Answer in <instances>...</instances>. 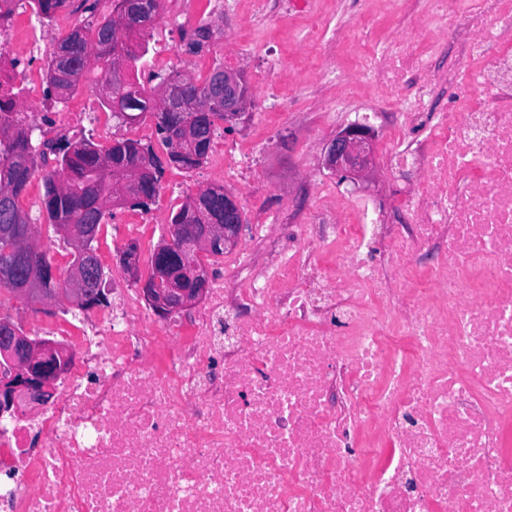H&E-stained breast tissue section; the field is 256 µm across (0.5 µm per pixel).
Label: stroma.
I'll list each match as a JSON object with an SVG mask.
<instances>
[{
  "label": "stroma",
  "instance_id": "35a3bbf8",
  "mask_svg": "<svg viewBox=\"0 0 512 512\" xmlns=\"http://www.w3.org/2000/svg\"><path fill=\"white\" fill-rule=\"evenodd\" d=\"M270 11L264 18L253 17L251 0H164V9L148 31L149 52L142 60L137 77L145 86L157 85L158 75L176 70L205 81L213 69L227 65L242 69L252 97V106L236 130L216 127L211 149L219 151L225 144L239 142L254 152L252 185H234L230 191L241 209H248L253 186L267 188L265 204L279 223H295L317 205L315 186L319 180H331L323 165L325 148L341 128L354 122L351 107L337 108L343 80L351 70L358 48L342 40L345 28L363 19H376L379 32H394L409 27L411 16L394 20H377L375 5L369 0H269ZM325 26L312 32L315 17ZM210 30L208 41L200 51L189 50L190 34L200 25ZM278 57L285 65L276 83L274 97L261 90L260 77L269 57ZM98 83L81 80L69 105L58 103L55 95L42 94L27 102L31 112L46 115L43 129L47 138L61 137L63 130L55 114L62 108L74 112L88 111L91 122L87 131L96 144L107 147L116 139H141V129L154 126L151 116L130 124H118L100 103ZM220 172L210 164L192 171L165 167L160 195L154 206L156 221L147 225L144 239L139 240V274L148 276L154 248L168 233V217L187 196L206 186L223 185ZM44 193L41 178H33L20 198L22 208L33 222L41 224V245L47 249L57 268L67 269L71 248L51 227L43 226L39 211ZM138 210L129 206L113 207L106 216L94 241L96 254L104 269V290L113 281L130 285L131 279L119 262V252L128 239L125 222L137 219ZM0 314L22 324L30 334L42 327L60 324L79 332L83 323L92 320L93 312L77 308L55 309L45 314L10 293L0 294Z\"/></svg>",
  "mask_w": 512,
  "mask_h": 512
}]
</instances>
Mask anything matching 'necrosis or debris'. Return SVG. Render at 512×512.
<instances>
[{"instance_id": "necrosis-or-debris-1", "label": "necrosis or debris", "mask_w": 512, "mask_h": 512, "mask_svg": "<svg viewBox=\"0 0 512 512\" xmlns=\"http://www.w3.org/2000/svg\"><path fill=\"white\" fill-rule=\"evenodd\" d=\"M418 1L344 80L396 221L321 182L279 224L256 193L192 318L116 287L57 328L80 357L0 414V512H512V0Z\"/></svg>"}]
</instances>
